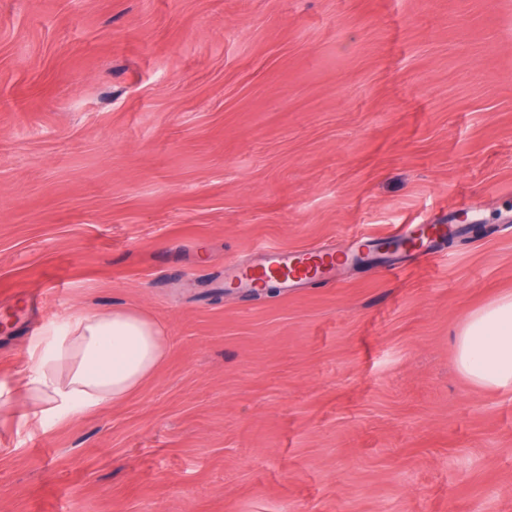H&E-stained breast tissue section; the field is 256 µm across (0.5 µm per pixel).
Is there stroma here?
<instances>
[{
	"mask_svg": "<svg viewBox=\"0 0 512 512\" xmlns=\"http://www.w3.org/2000/svg\"><path fill=\"white\" fill-rule=\"evenodd\" d=\"M507 217L512 0H0V512H512V392L454 345ZM402 224L454 244L225 287ZM116 307L160 364L40 418L30 351ZM341 256L342 259L335 251L300 252L269 248L263 253L262 266H237L228 277L241 288H266L270 282H274L288 290L298 288L307 278L319 276L333 279L336 269L349 257L347 253Z\"/></svg>",
	"mask_w": 512,
	"mask_h": 512,
	"instance_id": "obj_1",
	"label": "stroma"
}]
</instances>
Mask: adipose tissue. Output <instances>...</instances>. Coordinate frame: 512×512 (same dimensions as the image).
I'll list each match as a JSON object with an SVG mask.
<instances>
[{
  "label": "adipose tissue",
  "mask_w": 512,
  "mask_h": 512,
  "mask_svg": "<svg viewBox=\"0 0 512 512\" xmlns=\"http://www.w3.org/2000/svg\"><path fill=\"white\" fill-rule=\"evenodd\" d=\"M459 370L475 385L512 389V295L470 313L455 337ZM164 328L128 308L49 327L24 396L53 419L123 401L163 359Z\"/></svg>",
  "instance_id": "obj_1"
}]
</instances>
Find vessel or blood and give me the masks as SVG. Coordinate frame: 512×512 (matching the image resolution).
<instances>
[{"instance_id": "vessel-or-blood-1", "label": "vessel or blood", "mask_w": 512, "mask_h": 512, "mask_svg": "<svg viewBox=\"0 0 512 512\" xmlns=\"http://www.w3.org/2000/svg\"><path fill=\"white\" fill-rule=\"evenodd\" d=\"M447 236V228L442 224L414 226L400 225L389 233L388 239L402 250H413L427 256L432 254L436 243ZM342 261L335 252H300L288 249L270 248L265 250L260 266L235 267L231 279L243 288H264L274 283L281 288H296L305 279L312 277L334 278Z\"/></svg>"}]
</instances>
